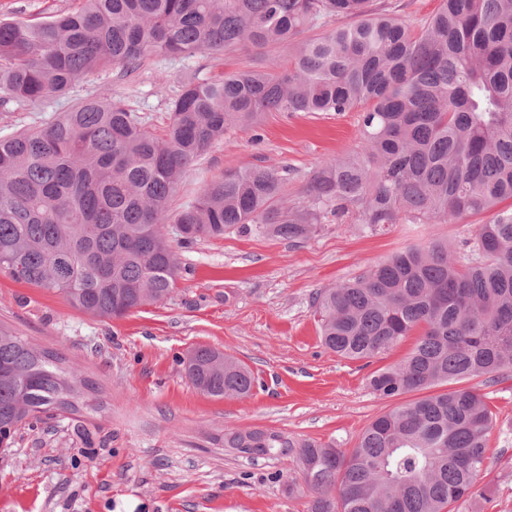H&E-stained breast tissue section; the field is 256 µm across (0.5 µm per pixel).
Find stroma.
<instances>
[{
  "label": "stroma",
  "instance_id": "obj_1",
  "mask_svg": "<svg viewBox=\"0 0 512 512\" xmlns=\"http://www.w3.org/2000/svg\"><path fill=\"white\" fill-rule=\"evenodd\" d=\"M79 4L0 0V19L41 22ZM255 59L160 56L129 77L115 67L101 70L64 97L0 101V136L103 96L124 98L161 128L184 80ZM358 144V111L273 112L209 148L181 180L172 206L190 203L204 179L253 165L290 169L288 193L296 197L324 159ZM491 218L395 224L373 235L350 222L325 224L300 242L253 232L205 239L178 249L181 276L166 301L119 319L90 316L62 294L0 272V329L60 351L100 406L77 420L57 416L19 429L0 454V512H307L314 493L288 458L225 447V430L260 428L354 448L367 425L396 405L373 393L370 375L398 362L415 339L368 362L340 358L321 342L315 292L431 239L459 249ZM199 345L244 362L256 378L252 394L215 399L194 388L179 360ZM482 390L498 426L475 498L454 503L451 512H512V372Z\"/></svg>",
  "mask_w": 512,
  "mask_h": 512
}]
</instances>
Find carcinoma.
<instances>
[{"label": "carcinoma", "mask_w": 512, "mask_h": 512, "mask_svg": "<svg viewBox=\"0 0 512 512\" xmlns=\"http://www.w3.org/2000/svg\"><path fill=\"white\" fill-rule=\"evenodd\" d=\"M288 59L182 83L162 133L121 97L89 99L0 137V271L121 318L162 303L178 244L259 232L305 240L329 221L369 232L494 212L455 253L433 239L318 292L322 342L366 360L418 340L369 386L381 399L448 384L375 418L351 450L229 429L249 455L289 457L308 512H445L474 496L497 424L461 382L512 372V0H440L415 29L373 0H82L29 23L0 20V100L64 96L88 74L132 75L153 56L268 46ZM360 112L359 150L323 161L301 196L288 171L228 168L170 212L181 178L232 129L270 112ZM65 358L0 330V429L86 404ZM185 377L213 398L248 395L238 359L199 345Z\"/></svg>", "instance_id": "obj_1"}]
</instances>
